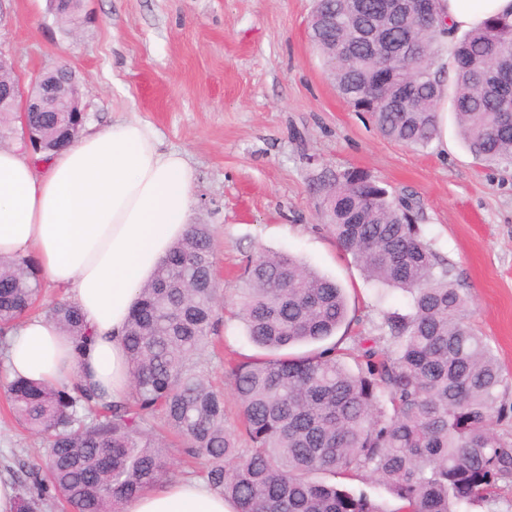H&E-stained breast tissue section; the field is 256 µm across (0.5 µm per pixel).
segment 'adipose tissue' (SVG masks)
<instances>
[{
	"label": "adipose tissue",
	"mask_w": 512,
	"mask_h": 512,
	"mask_svg": "<svg viewBox=\"0 0 512 512\" xmlns=\"http://www.w3.org/2000/svg\"><path fill=\"white\" fill-rule=\"evenodd\" d=\"M440 10L465 31L492 16L512 19V0H440ZM194 186L187 158L164 149L141 120L89 130L39 164L21 146L0 148V256L34 257L96 333L78 360L52 320H20L1 361L9 378L79 376L114 401L127 399L125 325L140 288L189 230ZM124 512H232V505L203 482L174 479L130 500Z\"/></svg>",
	"instance_id": "obj_1"
}]
</instances>
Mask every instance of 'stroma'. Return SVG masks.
<instances>
[{
    "mask_svg": "<svg viewBox=\"0 0 512 512\" xmlns=\"http://www.w3.org/2000/svg\"><path fill=\"white\" fill-rule=\"evenodd\" d=\"M314 0H83L70 26L49 0H0V51L28 84L65 61L83 90L88 123L152 124L166 149L196 172L191 223L210 225L223 300V339L207 374L230 390L224 363L254 355L232 314L248 256L290 253L336 279L355 316L348 333L371 335L407 296L378 292L337 246L319 208L321 177L365 171L419 212L425 238L466 288L469 321L506 378L497 433L512 441V167L477 162L456 123L442 142L412 149L385 139L338 93L314 48ZM0 376V477L44 460V442L9 413Z\"/></svg>",
    "mask_w": 512,
    "mask_h": 512,
    "instance_id": "stroma-1",
    "label": "stroma"
}]
</instances>
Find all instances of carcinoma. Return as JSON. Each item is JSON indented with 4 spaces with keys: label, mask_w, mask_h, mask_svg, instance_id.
Wrapping results in <instances>:
<instances>
[{
    "label": "carcinoma",
    "mask_w": 512,
    "mask_h": 512,
    "mask_svg": "<svg viewBox=\"0 0 512 512\" xmlns=\"http://www.w3.org/2000/svg\"><path fill=\"white\" fill-rule=\"evenodd\" d=\"M439 0L412 22L390 0H317L312 42L340 96L368 112L383 137L424 149L439 135L445 38ZM448 101L482 163L512 164V23L499 17L453 43ZM47 156L71 140L78 116L0 112V138L18 123ZM321 208L338 247L366 279L409 297L386 312L377 336L341 348L328 339L349 318L343 288L287 253L247 259L236 304L259 353L224 366L239 406L226 425L224 392L205 372L221 344L213 233L192 224L139 289L125 329L130 399L115 403L75 379L8 385L16 422L46 437L44 468L18 481L17 512L57 498L69 512H122L144 490L176 477L167 434L187 464L235 512H383L363 493L322 475L372 478L401 502L396 512H462L500 496L512 478V442L493 421L505 380L484 337L466 320L468 296L423 235L418 212L358 170L324 178ZM41 283L27 258L0 257V341L35 304ZM81 356L93 334L78 308L54 304Z\"/></svg>",
    "instance_id": "cac0c4a2"
}]
</instances>
